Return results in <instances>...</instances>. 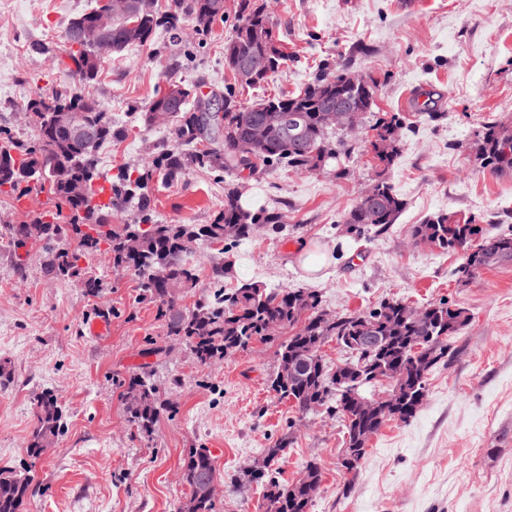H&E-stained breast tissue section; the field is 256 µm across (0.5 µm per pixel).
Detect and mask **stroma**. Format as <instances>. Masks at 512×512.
Here are the masks:
<instances>
[{
  "label": "stroma",
  "instance_id": "35a3bbf8",
  "mask_svg": "<svg viewBox=\"0 0 512 512\" xmlns=\"http://www.w3.org/2000/svg\"><path fill=\"white\" fill-rule=\"evenodd\" d=\"M238 0H224V18L204 38L186 33L180 53L165 39L113 55L85 93L125 137L99 151L104 176L137 173L171 143L167 127L144 126L141 114L174 78L224 93L235 80L224 66V43ZM282 40L283 72L261 88L239 90L252 104L299 90L320 64L370 76L375 109L415 112L425 97L435 118L407 122L402 149L386 177L406 206L388 233H347L344 216L378 176L366 153H355L344 176L326 169L297 173L273 168L242 180V201L279 210L287 228L257 230L239 245L196 243L188 262L199 270L196 291L211 286L213 265L231 263V288H312L330 313L365 309L399 298L416 306L439 299L465 309L468 321L452 339L446 365L433 369L425 401L409 421H388L372 437L355 471L342 466L339 421L299 418L291 402L268 387L277 342L251 343L214 365L166 335L157 307L140 296L138 275L91 256L102 290L87 295L74 279L47 272L33 247L24 262L0 241V359L13 371L0 386V469L31 467L36 494L25 512H178L189 496L181 482L193 448L207 449L216 467V512H264V489H240L244 466L285 441L275 461L281 483L294 482L308 461L322 470L310 512H512V264L482 271L460 286L459 257L414 245L411 225L448 212L475 218L487 231L512 229V175L483 171L475 161L482 125L512 116V0H265ZM93 0H0V130L20 141L34 128L26 100L37 89L72 82L62 60L68 21ZM230 176L190 168L181 180L154 173L152 216L160 224H209L224 210ZM48 193L25 199L0 195V227L54 212ZM326 253L306 271L302 244ZM105 319V335L89 333ZM149 364L167 386L169 409L151 433L125 412L130 375ZM179 386H172V379ZM50 390L64 410V428L45 457L31 459L36 397Z\"/></svg>",
  "mask_w": 512,
  "mask_h": 512
}]
</instances>
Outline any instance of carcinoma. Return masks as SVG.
Returning a JSON list of instances; mask_svg holds the SVG:
<instances>
[{
    "mask_svg": "<svg viewBox=\"0 0 512 512\" xmlns=\"http://www.w3.org/2000/svg\"><path fill=\"white\" fill-rule=\"evenodd\" d=\"M103 0L70 21L62 38L74 76L69 88L37 92L28 99L40 111L34 138L17 141L0 130V194L17 200L26 196L32 185L47 189L58 206L70 212L69 222L62 224L40 218L33 224H13L0 232L8 239L14 255L29 251L35 244L46 250L50 259L48 272L82 280L86 292L97 295L99 279L87 275L81 260L102 251L111 254L115 266L124 264L141 278L142 297L158 304V315L164 321L166 335L190 345L195 359L210 365L224 356L246 348L254 341H267L271 336L284 337L278 349V367L269 379L270 389L281 400L292 403L303 415L324 412L343 422L345 455L342 465L356 470L365 455L368 438L376 435L389 420L406 422L415 417L426 396L429 373L448 357L450 340L466 323L465 311L446 301L427 305L421 322H411L408 304L401 299L380 303L366 311L337 315L326 323L321 295L302 289L271 290L258 282L243 283L236 288L224 287V277L231 265H217L211 270L216 289L201 295L194 307L184 310L179 305V292L192 290L199 283L198 270L184 259L182 244L187 239L207 243H239L251 237L255 225L264 224L275 232L283 225L276 211H251L241 202L239 184H224V212L210 224H157L150 214L148 193L150 171L137 176L121 175L108 188L99 186L98 151L102 145L123 134L99 104L83 95L81 86L95 81L112 55L132 45H144L160 34L174 42L183 26L190 23L198 35H207L214 23L208 14L210 0H174L166 9L127 28L122 18L112 19V43L99 47H75L73 33L81 23L97 18ZM257 58L265 68L256 73L248 86L271 82L286 64L287 55L274 23L258 0H239L238 20L232 35L224 42V65L236 73L235 64ZM352 73L322 74L298 93L274 95L250 106L242 105L232 91L222 101L224 111L208 112L209 99L196 84H182L184 109L172 113L168 123L174 145L156 160V167L170 181L179 180L191 166L240 174H253L267 166L286 167L296 172H313L336 164V173L345 170V162L357 151L341 138L342 129L325 128L318 120L321 107L348 94L364 113L373 112L374 82L360 76V83L349 85ZM60 110H76L99 129L96 143L86 146L69 138L48 121ZM296 110L304 118L299 142H283L282 126L287 111ZM268 127L264 147L245 149L257 119ZM405 117L386 112L370 126L371 136L365 140V152L375 167H391L400 152V133ZM476 159L480 167L492 174H512V120L487 122L478 132ZM69 166L70 181L57 182L54 168ZM108 192V201L99 195ZM135 202L138 211L133 223L114 224L112 217L125 212ZM405 208V202L391 183L379 177L365 196L348 212L342 223L347 232L372 230L378 234L388 230ZM411 239L417 244L444 251L452 250L462 257L456 274L466 286L484 269L512 264V233L489 234L470 218L439 213L421 224L412 225ZM279 326L275 333L270 324ZM381 337L372 351L365 350L358 337L367 330ZM336 341L347 357L327 365L321 355L323 346ZM388 373L390 386L398 390L395 411L381 419L371 415L356 397L375 396L381 381L378 371ZM130 396L125 398L129 421L142 433H151L161 410L160 388L147 370L130 376ZM35 427L27 448L31 457L54 443L63 424V408L51 391L42 392L34 406ZM216 469L210 454L203 448L189 451L181 478L190 488L194 512H215V498L210 490ZM305 474L310 483L282 485L271 473L260 477L243 476L245 482L265 486V512H310L322 482L320 466L310 461ZM36 485L30 470L16 473L0 470V512H23Z\"/></svg>",
    "mask_w": 512,
    "mask_h": 512,
    "instance_id": "1",
    "label": "carcinoma"
}]
</instances>
